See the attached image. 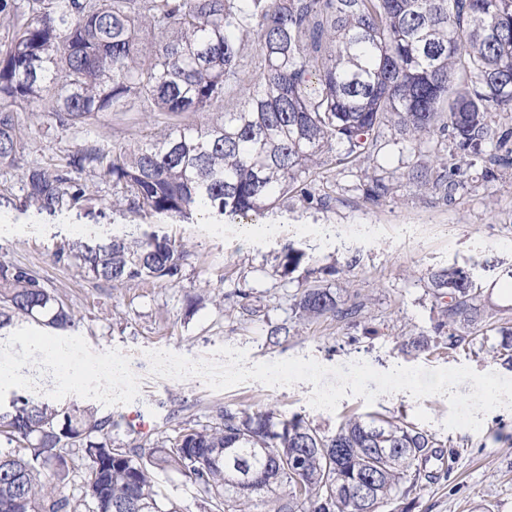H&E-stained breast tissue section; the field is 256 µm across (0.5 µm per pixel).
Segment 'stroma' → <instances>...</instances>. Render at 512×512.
Instances as JSON below:
<instances>
[{
  "label": "stroma",
  "mask_w": 512,
  "mask_h": 512,
  "mask_svg": "<svg viewBox=\"0 0 512 512\" xmlns=\"http://www.w3.org/2000/svg\"><path fill=\"white\" fill-rule=\"evenodd\" d=\"M170 126L163 117L132 112L124 120L61 132L46 128L40 113H24L20 166L0 168V259L33 269L46 288L75 309L76 326L52 337L84 350L93 364L77 380L49 370L30 350L38 329L22 322L6 331L12 346L0 347V361L16 365L22 379L0 395L90 405L100 415L169 435L186 418L212 423L216 406L298 413L329 432L355 413L394 415L432 433L454 454L453 460L427 463L430 477L413 492L409 512H476L488 502L495 512H512V408L488 412L480 431L451 430L444 426L449 404L441 395L417 400L398 392L370 404L349 396L329 412L310 405L313 387L307 383L270 387L249 381L216 391L197 376H155L147 358L150 351L165 350L197 361L233 347L246 351L250 365L294 357H309L326 367L362 360L380 372L396 364L426 369L466 365L512 379V368L487 344L450 353L407 355L400 350L404 337L430 330L435 321L427 277L443 267L473 271L484 291L487 324L512 327V166L487 179L482 163H475L463 186L445 197L406 180L405 174L422 162L451 163L447 140L421 145L388 128L374 160H328L304 180V195L260 216V223L285 225L286 235L278 241L258 236L245 242L239 223L214 215L189 221L134 215L114 203L111 180L96 172L81 176L92 194L87 209L49 216L27 207L22 168H54L61 157L86 146L107 149L159 141ZM375 175L393 184L392 193L377 204L364 195ZM319 197L325 206L316 205ZM339 224L347 237L326 235V228ZM137 229L156 230L186 244L189 257L179 285L132 282L112 289L55 258L60 247L74 240L105 243ZM287 246L304 251L307 260L284 277L276 265ZM353 258L358 264L346 276L317 272L318 267L340 266ZM312 285L363 303L360 326L330 317L296 320L295 298L301 287ZM242 286L252 293L253 314L242 313L229 299ZM194 294L204 300L191 310L187 298ZM282 322L291 326L292 336L287 344L271 347L267 332ZM366 326L375 328L376 336L363 337ZM100 379L111 383V399L86 393V386ZM75 380L80 390H71Z\"/></svg>",
  "instance_id": "1"
}]
</instances>
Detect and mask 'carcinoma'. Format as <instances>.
Segmentation results:
<instances>
[{
    "mask_svg": "<svg viewBox=\"0 0 512 512\" xmlns=\"http://www.w3.org/2000/svg\"><path fill=\"white\" fill-rule=\"evenodd\" d=\"M12 36L0 49V167L22 159L21 112L49 127L87 126L106 114H192L162 142L81 149L52 171L23 172L25 199L39 213L80 209L88 187L77 175L100 170L122 190L116 202L138 215L189 220L206 208L230 219L284 204L325 164L370 158L389 125L419 143L448 135L459 163L421 180L448 193L480 158L485 177L512 165V128L492 120L512 112V0H0ZM256 32L248 74L240 29ZM248 86L243 104L225 95ZM494 152L486 153V145ZM374 178L366 199L390 194ZM189 251L145 231L107 244L75 241L56 260L110 285L157 281L177 286ZM305 254L287 248V276ZM439 317L409 336L407 352L455 350L480 337L483 291L460 267L430 275ZM328 288L303 289L295 317L350 320ZM65 330L77 317L32 270L0 261V330L17 320ZM291 337L283 324L267 341ZM102 416L90 405L13 397L0 403V512H181L160 490L159 472L195 486L204 512H382L427 477L438 440L399 417L351 416L325 432L299 414L215 409V423L185 421L152 435ZM79 478L82 496L66 488Z\"/></svg>",
    "mask_w": 512,
    "mask_h": 512,
    "instance_id": "carcinoma-1",
    "label": "carcinoma"
}]
</instances>
